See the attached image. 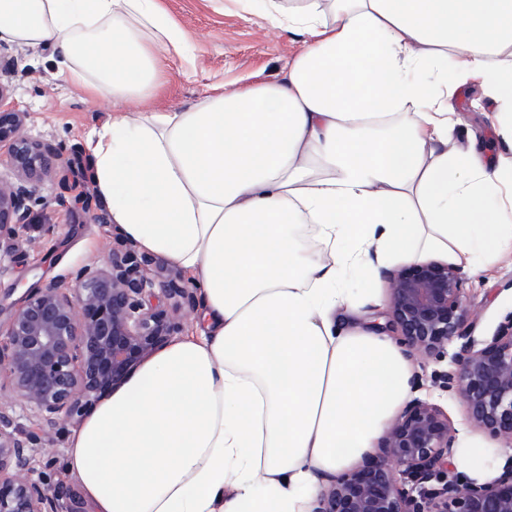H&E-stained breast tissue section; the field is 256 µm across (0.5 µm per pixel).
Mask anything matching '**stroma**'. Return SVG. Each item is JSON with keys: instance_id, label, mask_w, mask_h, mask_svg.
<instances>
[{"instance_id": "1", "label": "stroma", "mask_w": 512, "mask_h": 512, "mask_svg": "<svg viewBox=\"0 0 512 512\" xmlns=\"http://www.w3.org/2000/svg\"><path fill=\"white\" fill-rule=\"evenodd\" d=\"M168 14L192 43L194 60L174 57L167 62L169 82L148 106L185 109L212 96L219 85H232L242 77L274 82L282 77L287 58L297 47L286 30L275 27L265 13L240 0H162ZM58 54L42 44L24 51V59L8 83L18 107L27 112L30 134L55 139L73 148L70 164L57 168L39 185L42 206L36 207L26 227L19 258L0 261V327H6L25 293L57 279L70 278L78 267L106 256L116 242L111 224L96 223L75 201L86 181L84 135L101 125L112 110V97L89 93L56 79ZM479 84L461 87L452 100L459 123L454 147H477L486 161H495L502 144L486 110L477 108ZM468 332L476 341L495 334L512 315V255L486 268H465ZM414 394L438 405L455 431L471 430L462 400L440 390L438 372L447 370L449 358L415 356Z\"/></svg>"}]
</instances>
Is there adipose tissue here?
<instances>
[{"label":"adipose tissue","mask_w":512,"mask_h":512,"mask_svg":"<svg viewBox=\"0 0 512 512\" xmlns=\"http://www.w3.org/2000/svg\"><path fill=\"white\" fill-rule=\"evenodd\" d=\"M300 40L275 83L131 113L189 39L157 0H0V40L53 44L57 75L108 92L86 178L116 232L181 268L204 327L172 339L71 435L91 512H311L414 388L403 347L339 321L343 288L396 263L512 250L493 203L512 162L449 145L456 60L512 139V0H260ZM492 449L453 461L484 482Z\"/></svg>","instance_id":"adipose-tissue-1"}]
</instances>
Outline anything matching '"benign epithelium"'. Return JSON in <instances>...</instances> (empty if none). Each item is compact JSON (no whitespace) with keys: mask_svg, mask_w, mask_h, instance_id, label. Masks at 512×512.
<instances>
[{"mask_svg":"<svg viewBox=\"0 0 512 512\" xmlns=\"http://www.w3.org/2000/svg\"><path fill=\"white\" fill-rule=\"evenodd\" d=\"M20 56L0 44V76L15 72ZM26 120L0 82V166L11 171L0 182V258L19 250L39 181L65 162L62 144L29 136ZM155 265L113 249L79 267L71 285L29 290L12 315L0 339V512H63L71 490L36 468V455L180 330L179 311H196L193 289L147 275ZM389 280L390 329L428 356L461 341L442 388L461 398L475 427L512 445V315L477 344L456 268L414 263ZM453 442L448 415L413 399L380 438L379 455L335 477L312 512H512V462L491 481L460 484L445 472Z\"/></svg>","mask_w":512,"mask_h":512,"instance_id":"obj_1","label":"benign epithelium"}]
</instances>
